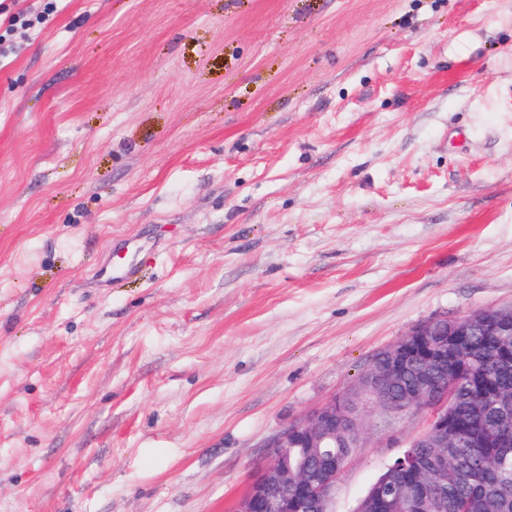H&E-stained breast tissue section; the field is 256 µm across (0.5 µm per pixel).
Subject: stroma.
<instances>
[{"instance_id":"35a3bbf8","label":"stroma","mask_w":512,"mask_h":512,"mask_svg":"<svg viewBox=\"0 0 512 512\" xmlns=\"http://www.w3.org/2000/svg\"><path fill=\"white\" fill-rule=\"evenodd\" d=\"M45 4L0 44V512H233L373 354L512 305V0Z\"/></svg>"}]
</instances>
